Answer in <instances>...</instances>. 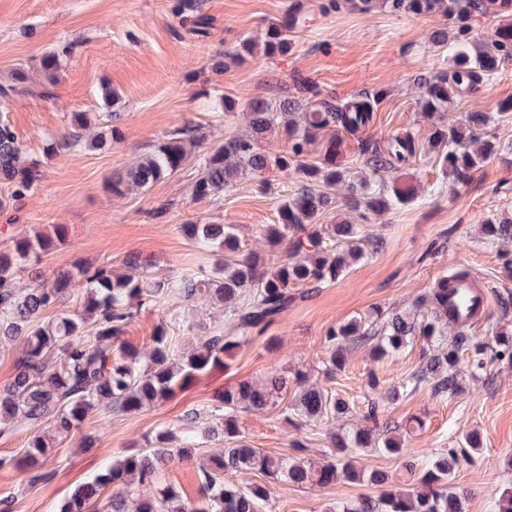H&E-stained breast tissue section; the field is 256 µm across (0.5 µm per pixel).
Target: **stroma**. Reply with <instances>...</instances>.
<instances>
[{"label":"stroma","instance_id":"stroma-1","mask_svg":"<svg viewBox=\"0 0 512 512\" xmlns=\"http://www.w3.org/2000/svg\"><path fill=\"white\" fill-rule=\"evenodd\" d=\"M289 2L207 0L205 12L213 24L208 35L194 37L172 14V0H0V73L37 64L62 42L73 45L61 60L52 96L0 101V114L8 116L27 151L47 159L35 192L14 201L0 184V199L8 202L6 210H0V249L18 232H49L65 225L67 241L44 257L45 272L71 268L80 259L108 260L120 272L126 258L137 254L169 274L187 267L212 274L218 256L184 238L179 227L187 221L234 225L249 248L269 254L265 228L277 223L279 205L298 190L295 180H284L276 171L246 178L217 200L193 198L200 170L192 162L143 194L117 199L105 190L112 175L174 127L201 123L219 137L243 132L240 115L221 123L212 118L228 97L241 102L275 99L287 95L298 74L340 101L382 90L386 96L368 138L380 140L409 130L422 148L399 173L400 179L416 185V199L372 219L373 230L386 241L382 251L359 262L335 284L314 291L260 337L243 344L227 358L224 369L200 375L169 399L139 412L89 414L73 435L54 441L48 464L52 475L45 480L32 481L29 468L20 462L33 427L24 425L0 436V458L17 460L14 466L0 468V501L10 502V512H58L78 485L144 444L156 430L180 425L192 411L200 414L198 426L206 427L207 411L219 391L242 380L263 382L274 370H299L311 381L325 383L348 402L351 412L342 420L321 418L299 429L275 409L242 412L238 426L245 442L282 455L291 453L298 439L308 459L323 461L333 448L334 434L362 423L368 372H376L381 389L400 385L428 348L418 337L376 361L364 346L328 381L323 377L327 332L376 311L408 309L452 272L465 270L480 280L491 302L487 321L512 329V308L503 309L498 301L499 294L512 292V274L503 269L501 259L502 253H512V243H489L482 231L489 215L512 217V121L488 128L504 145V159L486 163L465 184L450 185L436 153L427 148L430 125L416 89L419 76L448 69V49H434L429 41L443 26L442 17L378 8L318 15L297 34L288 56L273 60L258 52L224 72L212 71L210 59L216 52L233 50L242 35L261 36L269 23L282 18ZM105 86L119 92L124 104V117L108 148L92 151L79 144L44 156L50 139L70 132L73 113H86L96 124L105 122ZM505 98H512V63L458 101L455 109L491 113ZM162 323L174 329L188 352L223 329L226 320L223 309L175 300L143 311L124 339L147 352ZM462 382V392L447 400L424 388L387 405L386 417L399 424L413 418L422 423L406 437L412 467L371 450L362 453L358 463L384 471L390 484L404 486L418 478V465L433 449L458 447L463 432H477L482 447L473 462L456 467L452 482L462 497V512H492L502 489L512 482V361H492L484 376L466 375ZM219 448L218 442L201 438L191 459L160 466L161 483L173 486L182 500L196 501L199 466ZM272 492V512H326L338 501L374 496L378 490L364 481H342L326 487L281 483Z\"/></svg>","mask_w":512,"mask_h":512}]
</instances>
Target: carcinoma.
Here are the masks:
<instances>
[{
  "mask_svg": "<svg viewBox=\"0 0 512 512\" xmlns=\"http://www.w3.org/2000/svg\"><path fill=\"white\" fill-rule=\"evenodd\" d=\"M206 0H173L172 11L192 32L208 33L210 19L204 12ZM381 7L392 13L440 15L446 25L435 30L430 43L435 48L455 43L450 68L421 78L420 104L430 122L428 143L438 152L439 161L453 184L467 182L486 162L501 154L496 139L481 131L494 120L512 119V98L498 103L496 112L486 115L469 112L448 121L450 105L465 97L471 88L494 78L501 66L512 62V23L501 24L483 39L474 34L478 15L494 12L512 16V0H292L284 16L270 23L260 39L242 38L229 54L212 58L213 67L227 69L262 50L268 58L285 57L293 51L295 34L309 26L315 13L322 15L347 7L368 12ZM71 44L42 58L43 79L36 84L29 68L14 69L0 79V98L49 93L57 82L60 58L69 54ZM295 96L274 101L253 98L240 103L224 98V114L238 109L247 121V132L208 141L206 126L185 125L163 136L153 150L124 171L112 176L105 189L123 197L133 191L147 192L156 182L177 174L193 159L199 162L200 176L192 186L196 199H217L252 173L269 167V155L262 142L275 131L282 133L284 146L275 156L283 178L293 175L299 191L278 207L279 222L268 227L272 247H285L275 262L261 257L241 242L232 224L188 222L182 231L199 249L220 255L215 276L204 278L187 268L177 275L160 273L147 259L135 257L125 262L127 273H117L108 262H76L71 268L47 275L29 265L66 239V228L54 234H20L13 246L0 249V340L22 342L13 378L0 389V434L23 424L45 426L58 436L80 428L87 415L101 410L132 413L167 399L200 374L226 366L224 358L253 335L262 334L288 308L308 297L312 290L341 279L362 259L378 252L381 238L368 230L370 215L389 210L415 198L417 189L393 180L385 185V175L416 158L419 145L411 132L398 133L384 141H361L355 163L362 177L352 175V167L337 160L342 133L355 135L373 121L382 90L359 95L338 104L316 83L300 75L293 77ZM102 100L112 109V120L121 116L123 103L118 92L102 87ZM86 115H73L72 132L63 145L81 143L89 150H101L116 127L90 130ZM320 147L310 158L313 147ZM43 162L28 157L8 118L0 115V183L18 199L33 192L42 179ZM348 189L343 206L359 222L321 224L320 217L337 207L336 186ZM494 242L512 239V220L491 215L484 223ZM84 289V302L71 313L63 312L45 321L43 315L70 295L76 286ZM177 299H201L224 306L229 331L214 334L197 350L181 352L179 337L162 324L153 336L147 363L140 352L122 337L141 310L161 307ZM426 315L417 322L399 311L389 312L378 324L351 320L327 332L329 356L324 366L327 379L343 371L354 348L370 344L379 360L398 352L421 335L432 342L422 363L405 382L387 395L391 403L404 394L428 386L442 398L458 394L459 366L467 361L471 378L480 377L489 359L512 361V334L498 323L486 324L480 338L470 327L452 325L448 316V278L440 279L421 299ZM294 383L291 402L279 405ZM213 408L215 420L207 427L211 437L224 439L225 448L211 454L201 465L203 502H184L170 485L157 483L158 468L169 460L188 457L195 446L197 414L188 413L178 430L162 428L146 446L117 460L91 481L78 486L60 506L59 512H261L269 504L270 491L264 486L241 488L224 482L228 472L257 471L270 482L287 481L297 486L330 485L341 481L367 480L382 489L376 496L360 495L340 502L328 512H462L460 494L452 474L461 461H469L466 449L476 453L478 433L465 434L466 448H437L411 488L387 485L380 470L358 468L352 455L358 450L378 448L401 459L409 455L400 426L380 419L384 408L374 398L368 400L364 419L367 425L347 437L334 439L329 460L314 464L303 457L270 455L246 444L237 427V413L280 408V414L296 427L308 420L350 413L349 403L322 385H308L304 373L293 380L278 371L262 384L249 381L224 389ZM52 454L45 436H33L24 451L28 467L37 470L32 480H43ZM152 485L151 495L133 496L129 487Z\"/></svg>",
  "mask_w": 512,
  "mask_h": 512,
  "instance_id": "carcinoma-1",
  "label": "carcinoma"
}]
</instances>
